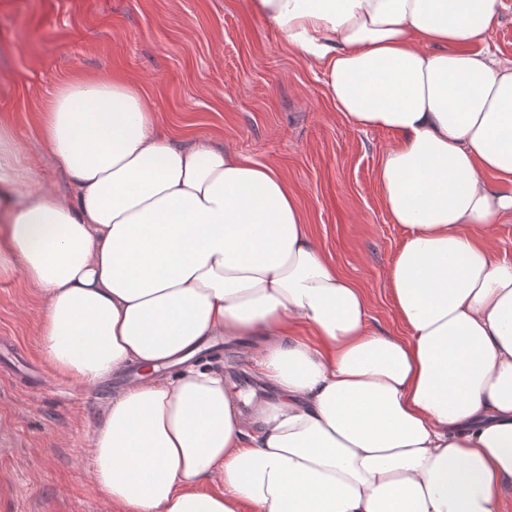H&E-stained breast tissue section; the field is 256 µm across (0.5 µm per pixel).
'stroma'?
Masks as SVG:
<instances>
[{"mask_svg":"<svg viewBox=\"0 0 512 512\" xmlns=\"http://www.w3.org/2000/svg\"><path fill=\"white\" fill-rule=\"evenodd\" d=\"M77 73H117L149 98L178 142L230 146L280 173L328 260L363 288L370 325L398 335L386 270L404 237L383 206L376 170L394 139L351 127L330 103L320 66L252 14L246 0H0V122L32 176L73 187L39 150L35 122ZM42 299L0 275V512H112L97 492L93 433L119 381L76 392L41 351ZM260 340L225 337L215 366L267 399Z\"/></svg>","mask_w":512,"mask_h":512,"instance_id":"35a3bbf8","label":"stroma"}]
</instances>
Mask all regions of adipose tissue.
Wrapping results in <instances>:
<instances>
[{
    "label": "adipose tissue",
    "mask_w": 512,
    "mask_h": 512,
    "mask_svg": "<svg viewBox=\"0 0 512 512\" xmlns=\"http://www.w3.org/2000/svg\"><path fill=\"white\" fill-rule=\"evenodd\" d=\"M249 6L323 64L350 126L398 136L376 178L405 231L386 278L408 333L370 327L280 174L160 137L120 77L73 76L39 116L73 194L18 191L24 155L0 124V273L39 289L65 381L140 370L95 431V486L113 512H502L512 262L487 232L512 219V61L488 44L503 2ZM211 336L262 337L275 399L243 409L196 358Z\"/></svg>",
    "instance_id": "1"
}]
</instances>
